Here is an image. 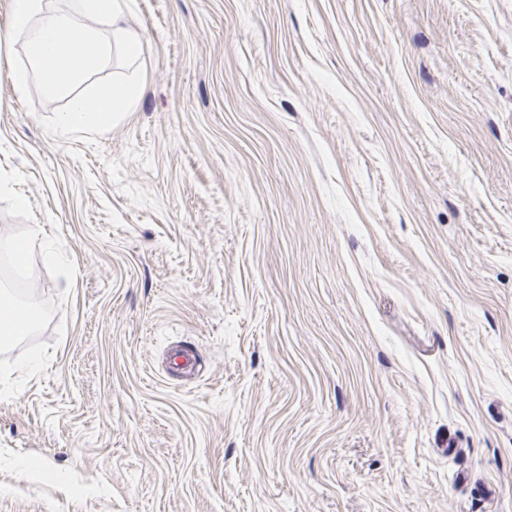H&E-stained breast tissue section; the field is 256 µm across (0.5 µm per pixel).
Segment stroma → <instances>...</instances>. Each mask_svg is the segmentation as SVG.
I'll return each mask as SVG.
<instances>
[{
    "mask_svg": "<svg viewBox=\"0 0 512 512\" xmlns=\"http://www.w3.org/2000/svg\"><path fill=\"white\" fill-rule=\"evenodd\" d=\"M129 5L102 134L0 53V231L69 257L11 275L0 512H512V0ZM0 313H3V323H16L14 326H4L2 319L0 321V335L12 336L7 341L15 339L19 336H24L32 332L36 327V319L31 318L32 307L30 303H23L16 300V298L8 291L2 289L0 283Z\"/></svg>",
    "mask_w": 512,
    "mask_h": 512,
    "instance_id": "1",
    "label": "stroma"
}]
</instances>
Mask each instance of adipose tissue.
<instances>
[{
	"label": "adipose tissue",
	"mask_w": 512,
	"mask_h": 512,
	"mask_svg": "<svg viewBox=\"0 0 512 512\" xmlns=\"http://www.w3.org/2000/svg\"><path fill=\"white\" fill-rule=\"evenodd\" d=\"M127 0H11L8 43L22 42L26 61L11 65L8 77L17 93L38 83L48 99H65L54 126L62 134L108 129L133 111L142 95L134 76L95 87L91 94L79 88L107 65L130 67L142 55L141 37L128 28ZM46 258H63L47 239L42 225L30 227L26 238L0 236V250L26 264L32 248ZM30 304L0 290V335L24 336L36 327Z\"/></svg>",
	"instance_id": "obj_1"
}]
</instances>
